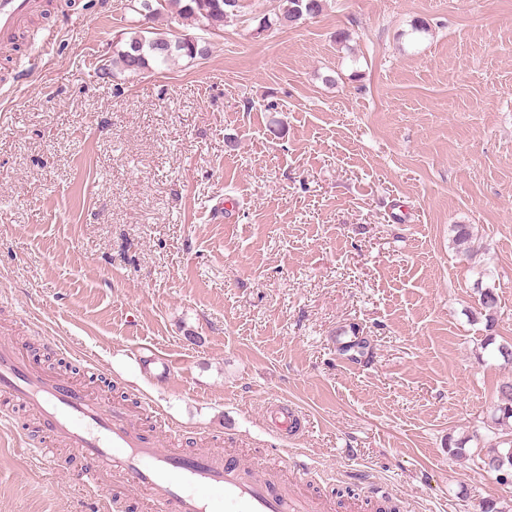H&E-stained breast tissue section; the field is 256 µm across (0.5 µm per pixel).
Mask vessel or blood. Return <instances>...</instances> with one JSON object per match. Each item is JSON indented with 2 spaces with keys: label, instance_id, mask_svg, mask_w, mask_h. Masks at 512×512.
<instances>
[{
  "label": "vessel or blood",
  "instance_id": "obj_1",
  "mask_svg": "<svg viewBox=\"0 0 512 512\" xmlns=\"http://www.w3.org/2000/svg\"><path fill=\"white\" fill-rule=\"evenodd\" d=\"M42 0H0V45L39 11ZM0 401L27 409L40 423L30 455L52 466L48 446L57 441L87 462L86 484L104 493L108 512L123 501L110 497L113 486L133 492L139 512H362L364 500L337 504L304 487L308 471L299 461L288 472L233 449L185 452L166 447L161 432L177 428L162 412L144 427L135 414L107 407L80 384L35 367L8 339L0 340Z\"/></svg>",
  "mask_w": 512,
  "mask_h": 512
}]
</instances>
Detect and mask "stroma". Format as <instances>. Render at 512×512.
<instances>
[{
  "instance_id": "obj_1",
  "label": "stroma",
  "mask_w": 512,
  "mask_h": 512,
  "mask_svg": "<svg viewBox=\"0 0 512 512\" xmlns=\"http://www.w3.org/2000/svg\"><path fill=\"white\" fill-rule=\"evenodd\" d=\"M128 2L60 0L72 17H34L0 56V336L107 405L154 402L180 448L235 437L306 462L330 497L512 512L477 454L512 366L481 347L474 288L512 341V0H325L267 31L275 0H241L210 33ZM132 26L206 52L113 69ZM272 399L302 432L267 426ZM31 428L19 410L0 427V512H97L82 458L61 448L46 469ZM466 435L473 455L449 456Z\"/></svg>"
}]
</instances>
